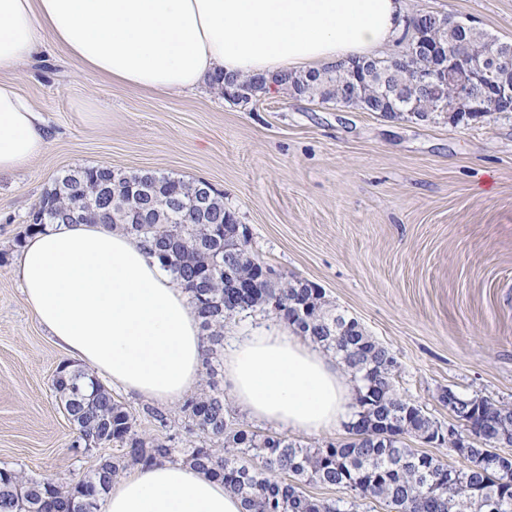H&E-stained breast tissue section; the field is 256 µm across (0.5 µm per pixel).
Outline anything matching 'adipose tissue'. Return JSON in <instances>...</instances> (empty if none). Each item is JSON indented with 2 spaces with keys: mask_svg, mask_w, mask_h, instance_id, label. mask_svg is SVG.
Returning <instances> with one entry per match:
<instances>
[{
  "mask_svg": "<svg viewBox=\"0 0 512 512\" xmlns=\"http://www.w3.org/2000/svg\"><path fill=\"white\" fill-rule=\"evenodd\" d=\"M404 0H0V73L51 41L91 77L156 93L209 75L312 71L369 58L394 41ZM46 145L37 110L0 82V175ZM25 300L58 344L139 396L175 403L199 382L206 341L187 292L144 243L107 224H50L24 244ZM224 383L248 417L334 429L353 389L336 364L281 323L224 342ZM103 512H243L221 480L181 463L137 466Z\"/></svg>",
  "mask_w": 512,
  "mask_h": 512,
  "instance_id": "adipose-tissue-1",
  "label": "adipose tissue"
}]
</instances>
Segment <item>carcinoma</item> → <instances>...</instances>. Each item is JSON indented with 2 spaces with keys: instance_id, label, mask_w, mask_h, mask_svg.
<instances>
[{
  "instance_id": "cac0c4a2",
  "label": "carcinoma",
  "mask_w": 512,
  "mask_h": 512,
  "mask_svg": "<svg viewBox=\"0 0 512 512\" xmlns=\"http://www.w3.org/2000/svg\"><path fill=\"white\" fill-rule=\"evenodd\" d=\"M432 34L450 50L463 45L470 58L485 63L500 42L484 31L464 28L448 19L432 22ZM404 64L389 65L357 82L348 65L320 71L284 73L276 82L297 96L388 115L406 113L427 121L443 112L453 89L441 84L433 93L413 80L427 69L426 58L404 46ZM214 82L224 98L248 104L268 93L254 76L218 75ZM204 181H186L157 172L122 173L109 166L64 171L29 215L36 231L64 222L86 203L112 196L126 211L110 225L123 229L149 247V254L167 268L189 294L210 347L205 358L207 381L188 399L183 411L206 433L212 445L190 448L184 461L240 496L245 512H342L334 502L305 494L300 483L340 487L364 498H378L394 512H512V457L497 453L512 446V408L485 397H459L455 416L463 421L461 438H472L469 452L449 441L445 447L468 461L463 467L419 452L410 438L427 441L441 430L415 403L403 398L394 380L397 360L368 336L354 318L336 311L319 288L286 277L253 279L255 257L248 249L247 229L224 205V193ZM177 236L175 249L162 257L158 239ZM273 315L305 339L333 355L355 383L350 438L308 447L286 437L264 435L233 426L232 409L217 388L215 365L224 352V327L241 314ZM58 404L71 414L78 437L97 444L119 443L135 463L164 462L171 448L135 430L132 413L115 401L99 381L79 368L52 379ZM125 461L105 459L87 478L61 485L45 479L20 478L0 469V512H100L104 493L125 470ZM294 481L288 482L286 478Z\"/></svg>"
}]
</instances>
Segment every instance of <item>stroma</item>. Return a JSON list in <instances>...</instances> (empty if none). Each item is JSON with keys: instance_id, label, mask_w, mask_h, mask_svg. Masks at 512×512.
Segmentation results:
<instances>
[{"instance_id": "1", "label": "stroma", "mask_w": 512, "mask_h": 512, "mask_svg": "<svg viewBox=\"0 0 512 512\" xmlns=\"http://www.w3.org/2000/svg\"><path fill=\"white\" fill-rule=\"evenodd\" d=\"M428 11L512 43V0H407V15ZM0 81L34 104L47 140L29 167L0 176V468L66 485L124 453L77 445L52 390L69 357L16 276L29 212L78 166L223 191L252 254L356 318L395 356L398 392L438 424L456 422L438 400L446 387L512 405V112L456 125L280 88L246 105L214 84L153 93L90 77L49 42ZM112 395L174 460L208 445L182 403Z\"/></svg>"}]
</instances>
